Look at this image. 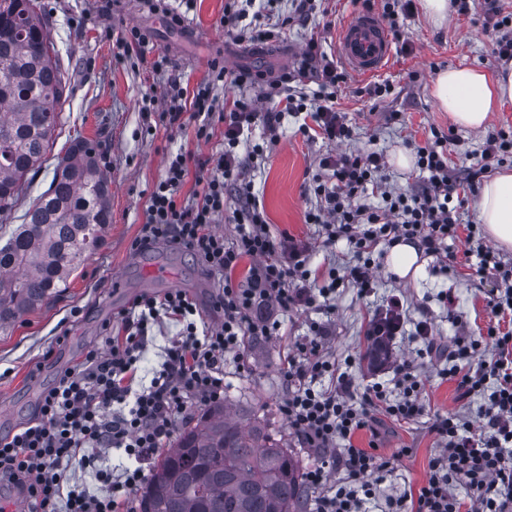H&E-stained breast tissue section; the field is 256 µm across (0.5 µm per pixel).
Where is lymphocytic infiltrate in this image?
Listing matches in <instances>:
<instances>
[{
  "label": "lymphocytic infiltrate",
  "instance_id": "lymphocytic-infiltrate-1",
  "mask_svg": "<svg viewBox=\"0 0 512 512\" xmlns=\"http://www.w3.org/2000/svg\"><path fill=\"white\" fill-rule=\"evenodd\" d=\"M224 0L220 24L236 43L265 44L294 22L307 21L319 10L318 0H295L292 14L278 9L279 0ZM493 52L512 58V13L499 0H480ZM316 84L313 95L304 82ZM349 75L328 62L317 40H308L292 70L271 75L262 70L234 69L215 57L208 74L195 87L184 88L180 77L169 78L162 100L144 99V114L159 112L169 128L183 129L195 119L196 140L210 141L223 125V148L199 157L177 153L165 162V172L150 192L145 221L132 241L141 253L154 244L188 252L221 285L210 321L191 293L175 288L163 294L137 296L103 326V346L89 350L58 383L47 390L37 417L17 432L0 438V478L16 485L31 502L32 512H133L136 492L148 479V464L169 447L179 423L190 421L200 407L223 400L227 388L224 359L242 355L248 342L278 338L282 315L317 311L333 315L339 289H356L369 297L380 265L373 254L380 244L410 242L422 252L440 256L451 241L465 237L466 257L475 258L477 276L497 282L490 302L497 315H512V265L477 242L474 225H462L455 195L475 190L485 167L466 168L451 175L448 136L432 129L424 144L415 145L416 166L426 173L424 184L410 194L388 189L381 153L337 151L318 160L314 193L317 209L305 221L321 225L324 246L345 240L353 255L342 266L311 268L312 244L288 234L273 235L267 214L256 199L238 147L246 131L262 127L266 141L253 144L252 159L266 155L287 115L306 114L300 130L339 144L354 131L337 107V95ZM239 92L218 104L217 87ZM197 188L188 198L180 191L188 177ZM237 194L233 241L214 225L224 214L228 191ZM251 259L245 280L235 278L244 259ZM181 330L165 350L164 361L148 384H140L149 328L159 319ZM366 336L371 348L364 358L372 369L391 366L393 387L376 382L357 385L351 373L355 356L336 361L329 353L327 323L314 321L307 336L287 350L280 376L288 389L278 409L301 447L315 459L303 480L311 493V512H512V331L489 325L485 336H460L454 345L439 343L428 320L412 321L405 295L387 296L373 312ZM407 336L422 343L414 356L391 362L393 343ZM454 383L457 399L476 405L475 416L457 412L427 413L428 379L425 362ZM429 415V431L438 446L428 464L427 479L399 495L381 486L407 449L379 453L383 420L399 424ZM369 432V448L354 443ZM121 449L130 460L118 470L96 467L102 451ZM90 469L94 489L72 483L73 462Z\"/></svg>",
  "mask_w": 512,
  "mask_h": 512
}]
</instances>
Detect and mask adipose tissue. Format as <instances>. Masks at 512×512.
<instances>
[{"label": "adipose tissue", "instance_id": "1", "mask_svg": "<svg viewBox=\"0 0 512 512\" xmlns=\"http://www.w3.org/2000/svg\"><path fill=\"white\" fill-rule=\"evenodd\" d=\"M432 94L439 108L465 129L483 128L495 103L512 100V68L487 74L461 66L440 71ZM476 218L496 246L512 250V171L496 172L483 183Z\"/></svg>", "mask_w": 512, "mask_h": 512}]
</instances>
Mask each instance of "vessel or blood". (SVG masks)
<instances>
[{"label":"vessel or blood","mask_w":512,"mask_h":512,"mask_svg":"<svg viewBox=\"0 0 512 512\" xmlns=\"http://www.w3.org/2000/svg\"><path fill=\"white\" fill-rule=\"evenodd\" d=\"M337 52L346 66L359 77L380 72L393 54V42L376 13H351L339 30Z\"/></svg>","instance_id":"vessel-or-blood-1"}]
</instances>
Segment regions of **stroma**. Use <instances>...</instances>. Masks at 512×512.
<instances>
[{
    "label": "stroma",
    "instance_id": "obj_1",
    "mask_svg": "<svg viewBox=\"0 0 512 512\" xmlns=\"http://www.w3.org/2000/svg\"><path fill=\"white\" fill-rule=\"evenodd\" d=\"M102 4L103 0H34L36 12L49 23L50 40L66 72L67 85L56 107L58 125L52 150L43 165L30 174L27 193L11 209L0 212V235L16 228L33 199L48 189L58 159L77 137L95 146L101 167L112 176V222L103 244L73 272L66 288L0 328V436L33 419L43 393L55 386L61 373L73 368L89 349L101 346V328L111 321L113 312L139 295L161 294L173 285L193 294L206 309L218 287L217 277L206 275L197 260L184 251L163 243L138 255L130 250L144 222L148 195L164 174L166 156L184 150L201 156L215 154L222 148V137L217 134L210 142H199L193 128L172 130L159 117L144 119L142 100L154 95L156 88L145 71L134 68L131 59L120 54L115 34L137 26L147 35L151 52L167 54L174 74L195 83L206 76L209 61L219 55L232 66L279 72L294 64L297 52L313 34L321 38V51L337 59L335 31L353 10L350 0H327V13L319 24L296 25L285 38L256 47L236 44L225 35L219 23L224 0H196L180 29L170 28L162 14L149 13L142 0H121L114 12L103 9ZM484 23L479 11L453 15L440 27L430 24L419 11L405 18V44L394 47L381 73L393 85L392 95L373 101L360 92L366 78L355 76L338 96V108L354 129L344 151L382 152L389 160L385 170L388 185L405 193L420 186L422 178L417 167L400 168L392 157L400 151L412 153L414 144L427 141L431 128L444 129L452 141L448 148L451 170L482 165L488 130L512 129V102L491 112L486 128L472 131L455 126L447 113L438 109L431 85L438 71L453 66H471L488 73L502 67ZM393 112L400 113V120H390ZM149 124L154 133H146ZM298 126L296 118H287L277 144L260 165L249 167L247 174L272 233L285 232L313 242L320 238L321 227L305 223L304 216L318 205L312 177L329 145L320 138L303 137ZM418 262L422 271L414 279H397L379 270L377 295L395 288L404 291L412 318L428 317L444 343H453L462 334L485 333L495 319L487 304L494 283L474 276L463 244L448 251V276L432 274L434 257L423 255ZM151 266L168 269L170 281L150 279L147 269ZM445 289L452 290L458 300L461 322L449 320L437 301L438 292ZM335 305L327 347L341 360L366 350L363 331L374 303L347 288L337 294ZM281 332L282 339L249 343L244 369H237L231 357L225 365L229 374L226 397L263 418L268 430L275 433L286 427L278 411L287 393L279 374L280 358L287 344L307 334L308 322L300 315L283 317ZM399 448L409 449L410 454L387 475L384 488L389 493L425 481L429 459L438 451L428 432L427 417L389 426L381 451L388 455Z\"/></svg>",
    "mask_w": 512,
    "mask_h": 512
}]
</instances>
